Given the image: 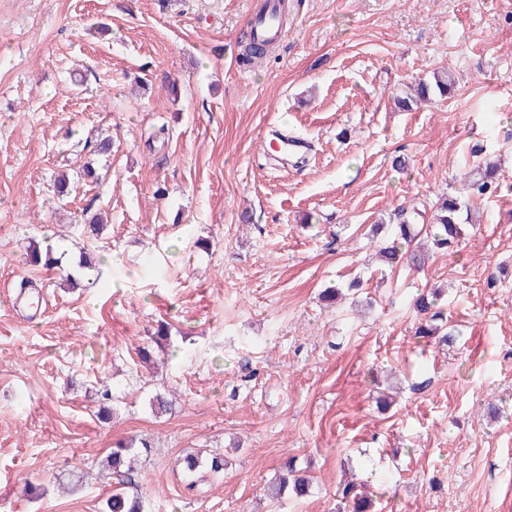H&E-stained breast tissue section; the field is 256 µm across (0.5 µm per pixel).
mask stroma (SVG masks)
<instances>
[{"mask_svg":"<svg viewBox=\"0 0 512 512\" xmlns=\"http://www.w3.org/2000/svg\"><path fill=\"white\" fill-rule=\"evenodd\" d=\"M264 2L0 0V512H101V460L143 438L144 512H336L352 472L376 512H512V0H285L282 41L241 64ZM442 69L447 98L395 109ZM274 128L303 159L263 153ZM487 159L458 250L374 260L373 224L401 205L431 224ZM33 239L61 265L28 266ZM83 246L89 290L66 281ZM356 277L355 300H320ZM438 286L443 349L411 305ZM161 325L153 372L137 347ZM199 451L223 474L178 468ZM290 462L308 494L271 497ZM494 175L495 169L491 162H485L484 165H477L464 173V186L474 193L485 194L492 186Z\"/></svg>","mask_w":512,"mask_h":512,"instance_id":"35a3bbf8","label":"stroma"}]
</instances>
